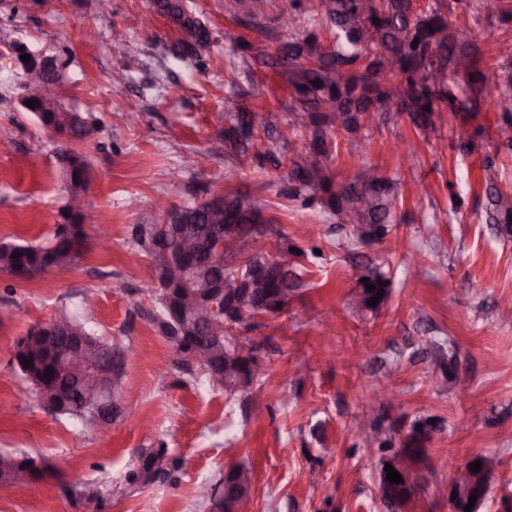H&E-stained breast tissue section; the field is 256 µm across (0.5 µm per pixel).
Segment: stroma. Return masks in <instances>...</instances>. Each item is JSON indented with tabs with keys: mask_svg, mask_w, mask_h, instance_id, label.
<instances>
[{
	"mask_svg": "<svg viewBox=\"0 0 512 512\" xmlns=\"http://www.w3.org/2000/svg\"><path fill=\"white\" fill-rule=\"evenodd\" d=\"M0 0V240L44 243L67 204L55 153L64 141L18 103L23 75L11 63L23 43L65 61V97L99 126L93 139L72 143L91 169L87 204L110 231L108 244L88 240L70 267L17 282L0 274V299L13 316L0 319V451L25 452L46 463L24 494L0 484V512H209L199 483L216 484L242 464L253 473L245 512H452L445 493L451 467L479 455L499 465L478 512H512V239L484 220L483 167L504 165L499 187L512 191V159L496 149L505 70L477 115L443 112L438 138L421 139L407 118L361 129L360 167L343 150L330 167L345 182L365 168L394 179L402 203L379 243L346 249L350 229L319 205L288 197V160L308 137L300 127L283 144L274 128L297 121L277 49L290 32L278 0ZM473 5L486 58L512 39V0H463L449 20ZM262 42L265 56L247 52ZM266 111L272 130L261 148L237 151L224 129L241 108ZM412 140L419 159L403 160ZM472 141L470 150L460 145ZM272 146L265 157L263 146ZM251 195L268 220L267 250L278 234L305 250L306 285L282 313L255 318L265 337L257 358L261 381L248 395L202 385L138 307H151L146 261L130 262L129 229L156 219L165 197L193 202L216 192ZM320 258L309 257L311 247ZM390 280L378 310H359L355 295L366 269ZM80 315L103 341L130 347L119 401L134 420L117 419L108 435L49 412L13 364L14 343L60 308ZM454 354L450 384L435 386L441 368L431 341ZM381 421L405 434L425 418L440 421L418 460L409 501L398 509L378 494L379 453L361 448L358 419ZM181 455L176 485L124 488V475L145 448ZM107 489L103 508L63 486L73 478Z\"/></svg>",
	"mask_w": 512,
	"mask_h": 512,
	"instance_id": "stroma-1",
	"label": "stroma"
}]
</instances>
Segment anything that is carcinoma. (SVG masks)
Listing matches in <instances>:
<instances>
[{
  "mask_svg": "<svg viewBox=\"0 0 512 512\" xmlns=\"http://www.w3.org/2000/svg\"><path fill=\"white\" fill-rule=\"evenodd\" d=\"M323 14L322 23L330 36H323L313 23L302 32L288 37L280 45L279 57L286 66L282 75L288 83L292 99V111L301 112L309 118V140L305 151L289 160L288 197L300 200L305 205L315 203L328 211L336 223L345 224L344 217L357 203L366 201L364 220L353 225V237L368 245L387 234V225L392 223L393 212L399 208L402 197L394 182L380 174L367 180L357 175L344 184L335 182L329 168L332 155L339 153L341 144L337 131L357 133L361 127L380 117L404 115L423 135L424 140L432 139L439 132L438 113L464 110L478 114L483 103L491 96L490 68L484 66L483 51L471 37L470 22L480 23V17L472 14L459 26L448 24L449 0H431V3L417 13L408 14L405 0H320ZM430 110H425V107ZM257 113L243 109L236 113L234 122L224 130V140L233 149L243 147L254 138ZM500 135L503 145L512 149V110L504 109L500 119ZM55 131L61 135L79 133L84 138L94 136L97 129L82 113L70 115L69 124H58ZM64 189L71 192L82 184L88 174V162L81 156L65 159L57 155ZM502 171L493 162L483 167L486 185V223L495 229L496 235L512 237V192L498 187ZM224 217L233 227L240 243L253 240L254 228L261 210L254 200L242 193L224 195ZM193 220L186 235L196 233L206 236L211 233L207 224V202L191 203ZM85 240V224H73L69 235L56 232L53 238L43 244L10 243L6 251L0 250V273L16 281L23 276L33 278L53 268L58 257L73 264ZM20 257L14 259L12 254ZM302 265L295 263L285 270L273 263L272 255L263 249L250 252L238 267L224 266L219 269L205 260L193 265L189 276L197 280L225 276L227 280L240 278L253 283V295L243 301L245 309L254 311V302L267 300L273 304L271 312L277 313L288 306L290 298L302 289ZM375 290L361 286L358 295L361 308L374 310L368 304L370 298L382 293L383 304L388 296V287L381 285L386 277L377 269L364 274ZM154 307L145 309L135 305L136 310L159 331L165 323L181 319V309L175 301L162 293H152ZM24 337L14 345L13 357L22 376L29 382L38 379L44 386L55 387L66 403L58 414L71 417L84 424L89 417L84 411L82 399L83 384L77 377L57 367L59 351L44 350L28 353L19 350ZM249 337L223 338L226 362L231 372L224 376V387L216 386L205 378L209 389L229 393L249 391L258 379L250 374L248 364L256 363L253 351L248 346ZM53 374L45 376V371ZM375 434L373 446L386 456L402 457L406 465L421 454L424 443L429 441L437 424L426 418L417 421L405 436L403 448L394 450V430L381 431L378 425H371ZM153 450L144 451L138 463L131 467L124 477L130 488H143L155 484L172 482L183 468L184 460L169 455L156 464L154 477L141 478V464L148 461ZM412 494V487L406 483L391 484V491L382 495L383 501L394 507L402 506Z\"/></svg>",
  "mask_w": 512,
  "mask_h": 512,
  "instance_id": "obj_1",
  "label": "carcinoma"
}]
</instances>
